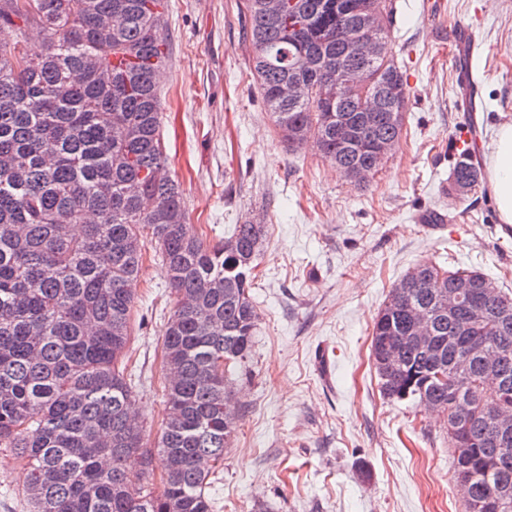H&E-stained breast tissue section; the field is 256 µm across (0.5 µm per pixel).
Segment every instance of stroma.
<instances>
[{
  "instance_id": "35a3bbf8",
  "label": "stroma",
  "mask_w": 512,
  "mask_h": 512,
  "mask_svg": "<svg viewBox=\"0 0 512 512\" xmlns=\"http://www.w3.org/2000/svg\"><path fill=\"white\" fill-rule=\"evenodd\" d=\"M393 49L408 76L402 136L369 186L316 149L286 153L250 73L243 0H168L162 129L189 221L209 241L268 227L253 280L260 318L233 387L242 406L214 512H463L442 416L380 392L373 320L423 262L479 270L512 289V227L487 184L451 193L452 139L481 154L512 123V0H394ZM468 30L477 52L460 50ZM438 212L440 224L422 222ZM127 350L146 435L165 415L164 267L143 262ZM26 467L0 449V512H27Z\"/></svg>"
}]
</instances>
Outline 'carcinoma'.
I'll use <instances>...</instances> for the list:
<instances>
[{
    "label": "carcinoma",
    "instance_id": "1",
    "mask_svg": "<svg viewBox=\"0 0 512 512\" xmlns=\"http://www.w3.org/2000/svg\"><path fill=\"white\" fill-rule=\"evenodd\" d=\"M354 2L245 0V10L250 71L287 150L313 147L364 188L382 165L372 144L401 137L409 89L390 48L389 0H369L381 15L373 56ZM165 9L166 0H0V447L25 461L29 512H212L206 489L236 431L228 376L251 355L267 225L237 224L211 243L189 223L160 138ZM338 66L364 71V82L336 88ZM291 78L306 87L300 100L288 98ZM453 177L461 194L482 174L459 156ZM150 244L177 295L154 443L133 413L126 367ZM465 284L479 293V324L441 306ZM505 309L512 293L484 274L421 263L390 291L371 335L383 397L443 416L454 477L492 499L491 512H512V441L493 442L498 415L512 413ZM417 313L427 348L410 340Z\"/></svg>",
    "mask_w": 512,
    "mask_h": 512
}]
</instances>
